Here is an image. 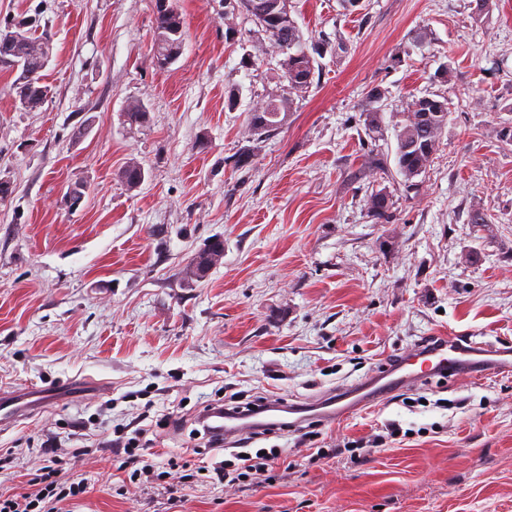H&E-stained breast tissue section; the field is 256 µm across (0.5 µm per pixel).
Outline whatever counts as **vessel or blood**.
<instances>
[{"mask_svg":"<svg viewBox=\"0 0 512 512\" xmlns=\"http://www.w3.org/2000/svg\"><path fill=\"white\" fill-rule=\"evenodd\" d=\"M475 358H467L465 349L453 336H443L433 351L412 348L408 357L386 366L363 380L338 391L335 398L315 403L311 415L335 421L364 407L374 406L391 389H405L433 375H443L476 383L495 373L512 372V360L501 358L499 349L480 346ZM30 405L17 395L0 397V426L8 424L29 410Z\"/></svg>","mask_w":512,"mask_h":512,"instance_id":"vessel-or-blood-1","label":"vessel or blood"}]
</instances>
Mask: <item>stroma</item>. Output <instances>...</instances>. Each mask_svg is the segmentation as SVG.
<instances>
[{
  "label": "stroma",
  "mask_w": 512,
  "mask_h": 512,
  "mask_svg": "<svg viewBox=\"0 0 512 512\" xmlns=\"http://www.w3.org/2000/svg\"><path fill=\"white\" fill-rule=\"evenodd\" d=\"M472 0H290L307 46H325L309 92L250 166L253 104L285 93L283 57L234 0H177L184 50L153 62L155 0H0V27L31 20L49 37L52 87L37 110L0 72V390L43 393L0 429L18 454L0 485L25 486L34 449L75 435L90 452L65 473L88 482L64 512H512V374L478 384L431 380L385 403L258 440L284 462L269 480L191 483L173 471L123 484L112 429L143 409L171 414L156 448L189 455V417L221 388L309 404L356 383L430 336L512 350V0L482 21ZM428 40L418 43L420 32ZM451 72L443 81L441 69ZM385 117L445 95L448 126L416 195L396 170L365 176L361 103ZM237 93L229 106V93ZM143 127L120 118L129 101ZM145 179L118 177L129 159ZM87 187L71 209L73 183ZM390 222L367 213L379 189ZM491 217L475 227L467 212ZM224 255L201 281L183 270L211 239ZM426 403H419V396ZM402 433L360 460L346 442Z\"/></svg>",
  "instance_id": "1"
}]
</instances>
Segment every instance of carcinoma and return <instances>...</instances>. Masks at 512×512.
<instances>
[{"label": "carcinoma", "instance_id": "obj_1", "mask_svg": "<svg viewBox=\"0 0 512 512\" xmlns=\"http://www.w3.org/2000/svg\"><path fill=\"white\" fill-rule=\"evenodd\" d=\"M236 4L239 11L250 16L262 33L285 54L280 63L281 78L288 82L289 92H308L313 84L314 58L304 46L297 22L282 0H236ZM26 24L24 20L0 29V72L10 71L12 61L26 65L27 76L13 81L15 100L23 99L26 109L36 110L45 102L51 89L41 75L44 70L42 53L34 49V45L42 43V38L34 36ZM184 40L185 18L176 4L165 10L155 8L154 56L176 61L183 52ZM381 98L382 92L375 87L368 91L362 104L365 129L374 137L383 135L385 130L384 116L378 107ZM292 104L291 97L281 94L269 97L248 112L251 146L233 157L234 167L242 169L251 164L258 145L284 125ZM412 106L411 111L392 116L396 169L408 189L414 186L412 180L430 166L448 126L449 115V102L445 96L416 97ZM147 115V108L139 101L128 103L121 113L123 124L131 128L142 126ZM118 177L128 187L135 188L144 181L145 172L140 163L132 161L119 171ZM366 205L374 220L386 222L391 218L393 195L385 188L377 190L368 197ZM211 245L214 249H204L191 258L185 271L186 278L202 280L223 257V241L215 240Z\"/></svg>", "mask_w": 512, "mask_h": 512}]
</instances>
